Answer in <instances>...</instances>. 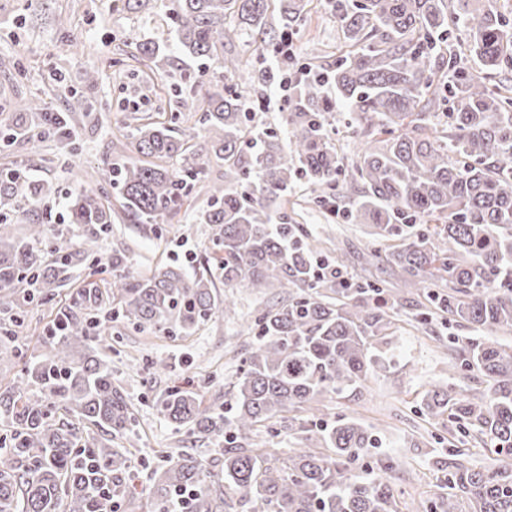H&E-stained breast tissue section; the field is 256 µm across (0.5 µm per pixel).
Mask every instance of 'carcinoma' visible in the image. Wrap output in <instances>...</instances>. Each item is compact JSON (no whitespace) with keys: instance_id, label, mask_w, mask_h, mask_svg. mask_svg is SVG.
I'll return each instance as SVG.
<instances>
[{"instance_id":"obj_1","label":"carcinoma","mask_w":512,"mask_h":512,"mask_svg":"<svg viewBox=\"0 0 512 512\" xmlns=\"http://www.w3.org/2000/svg\"><path fill=\"white\" fill-rule=\"evenodd\" d=\"M174 47L192 61L215 60L188 90L175 89L180 108L200 113L204 141L191 144L163 122L141 123L129 139L144 160L112 165L121 207L134 224H163L178 212L211 158L224 161V184L208 189L198 220L212 228L211 243L224 283L260 291L294 287L288 303L255 315V343L240 360L232 413L202 405L193 389L176 388L157 400L161 415L192 439L217 443L207 461L191 453L162 452L150 492L151 512H225L226 497L261 512H398L392 486L350 474L376 436L355 419L326 418L312 406L363 387L386 366L380 349L392 320L375 284L350 288L316 275V249L307 232L288 223L279 207L302 181L312 201L348 224H370V264L384 256L401 272L402 286L424 292L421 321L432 310L482 332L455 347L460 368L484 378L489 394L474 401L450 384L429 389L424 414L448 420L460 442L478 439L512 456V350L497 337L512 329V85L496 75L512 70V15L495 0H325L342 34L335 57L310 50L308 81L288 83L282 132L259 127L260 100L246 88L288 74V44L307 20L311 0H158ZM248 36V58L224 56V19ZM169 44L137 45L144 65L160 73ZM471 53L483 65H462ZM273 59L275 67L266 65ZM92 103L71 91L66 111L48 112L31 97L12 106L0 125V150L38 120L42 134L70 143ZM347 127H377L381 138L346 165L333 140L336 114ZM178 165L169 166L167 162ZM48 191L18 169L0 172V206L34 204ZM73 237L48 238L43 225L24 236L0 216V307L12 329L0 331V360L20 357L14 345L23 308L35 295L69 280L81 267L99 273L100 241L112 209L96 190L69 203ZM107 287L90 280L56 306L41 353L0 393L10 418L0 436V512H116L137 496L126 478L135 467L112 436L135 435L136 416L115 385L112 362L100 355L108 322H127L190 336L234 304L218 299L205 274L189 276L162 265L135 273L121 251L108 259ZM444 285L448 293L431 287ZM309 407L307 424L319 446L293 448L280 459L251 448L259 428L275 425L290 407ZM91 425L99 432L91 433ZM448 494L434 512H512V465H465L453 456Z\"/></svg>"}]
</instances>
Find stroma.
<instances>
[{
  "instance_id": "stroma-1",
  "label": "stroma",
  "mask_w": 512,
  "mask_h": 512,
  "mask_svg": "<svg viewBox=\"0 0 512 512\" xmlns=\"http://www.w3.org/2000/svg\"><path fill=\"white\" fill-rule=\"evenodd\" d=\"M25 2L0 0V123L9 117L11 101L19 98L37 96L49 109L64 111V95L69 89L82 91L95 101L98 119L82 127L77 139L66 147L44 138L39 129H30L10 150L0 152V170L25 168L29 178L49 187L36 213L50 237L65 231L78 233V226L67 222L70 195L106 183L105 202L114 215L101 243L102 257L125 251L141 273L177 262L187 273H207L217 293L233 295L236 302L231 312L213 318L187 338L140 330L121 319L114 322L117 335L108 355L118 385L136 408L137 427L132 439L117 437L112 444L132 447L140 465L131 480L146 493L156 479L158 450L181 448V435L159 414L157 400L174 383L192 377L205 405L224 410L237 378L239 357L251 341L244 331L246 324L258 310L287 303L289 291L275 286L258 292L225 284L213 260L211 228L194 219L207 202L206 185L223 182V161L207 164L203 183L193 188L180 212L164 224L130 223L120 209L116 188L108 184L113 165L130 156L123 144L125 135L138 124L180 112L172 86L181 78L196 75L200 67L174 53L165 75L158 77L144 72L136 61L138 42L168 37L160 10L129 13L123 10L121 0H50L45 17L20 31L16 21ZM61 19L83 32L84 48H72L63 39L56 28ZM336 28L324 0H312L310 16L293 40L296 64L306 63L308 49L318 40L335 38ZM122 31L130 33L129 41L118 40ZM94 70L100 79L91 86L86 78ZM135 101L140 104L136 110L131 107ZM180 114L184 136L201 142L204 132L197 114ZM283 209L291 222L303 225L309 233L320 259L336 263L349 281L376 283L394 291L389 300L395 320L388 338L391 360L386 369L369 376L361 392L333 396L324 400L322 407L330 417L362 421L378 438V447L369 449L355 466L356 476L373 479L379 462L391 459L399 512H429L447 492L444 464L449 451L462 449L467 460L479 466L504 461L476 441L459 443L449 434L447 422L428 419L420 410L423 395L434 385H459L475 401L485 396L484 380L456 370L455 355L448 349L454 337L467 336L468 330L439 315L421 320V299L417 293L402 290L397 270L383 260L371 265L364 262L369 225L328 222L322 208L307 201L300 188L289 191ZM86 276L85 270H74L70 280L54 288L52 301L26 306L17 341L22 356L0 361V386L10 385L25 360L39 353L43 329L52 320L56 305L83 287ZM159 359L166 360V369L149 373L148 363Z\"/></svg>"
}]
</instances>
